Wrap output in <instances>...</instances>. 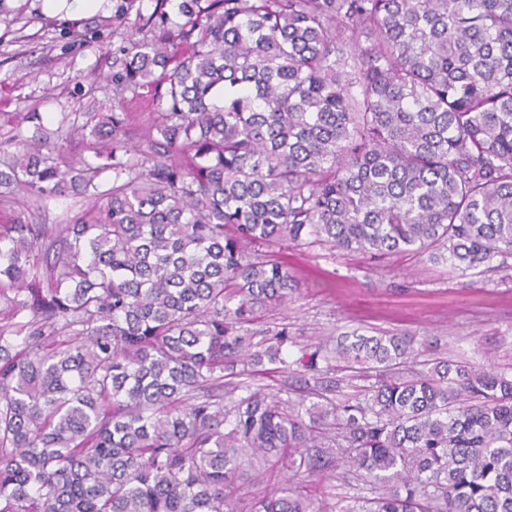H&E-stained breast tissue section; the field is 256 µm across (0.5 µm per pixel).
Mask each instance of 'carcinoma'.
I'll return each instance as SVG.
<instances>
[{
  "label": "carcinoma",
  "instance_id": "1",
  "mask_svg": "<svg viewBox=\"0 0 512 512\" xmlns=\"http://www.w3.org/2000/svg\"><path fill=\"white\" fill-rule=\"evenodd\" d=\"M114 20L140 38L112 83L165 87L140 156L98 116L112 193L49 228L0 224V512H323L301 490L245 502L244 465L333 459L374 497L336 512H512V375L406 332L300 347L248 333L298 288L289 241L463 271L512 268V0H180ZM0 194L87 192L13 137ZM65 244L44 263L41 242ZM374 374L337 402L319 362ZM314 397L253 388L265 365Z\"/></svg>",
  "mask_w": 512,
  "mask_h": 512
}]
</instances>
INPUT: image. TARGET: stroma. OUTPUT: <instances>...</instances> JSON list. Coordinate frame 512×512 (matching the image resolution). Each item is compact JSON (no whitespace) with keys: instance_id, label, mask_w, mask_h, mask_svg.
<instances>
[{"instance_id":"1","label":"stroma","mask_w":512,"mask_h":512,"mask_svg":"<svg viewBox=\"0 0 512 512\" xmlns=\"http://www.w3.org/2000/svg\"><path fill=\"white\" fill-rule=\"evenodd\" d=\"M114 0L96 13L65 18L49 14L44 0H0V160L14 135L44 133L73 162L93 160L88 134L76 125L95 113L127 115L133 142H141L161 101L143 87L114 96L112 55L126 46L129 29L112 22ZM34 112L38 122L25 121ZM95 191L42 199L17 193L0 200V224L20 218L32 224H66L95 196L112 190V172H100ZM298 289L287 307L261 313L250 329L263 333L287 323L300 346L341 332L402 331L429 338L439 356L477 366L512 369V270L476 273L427 254L395 253L374 260L325 246L277 245ZM317 506L331 512L339 500L368 497L370 484L345 465L331 467L303 483Z\"/></svg>"}]
</instances>
